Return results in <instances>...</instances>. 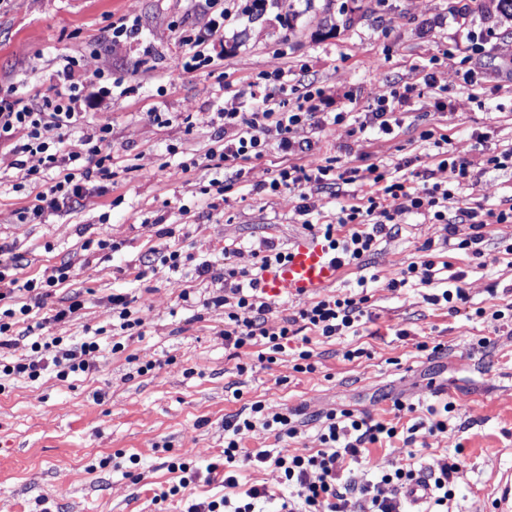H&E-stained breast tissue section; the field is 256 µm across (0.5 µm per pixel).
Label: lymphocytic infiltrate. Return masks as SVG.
Segmentation results:
<instances>
[{"instance_id": "obj_1", "label": "lymphocytic infiltrate", "mask_w": 512, "mask_h": 512, "mask_svg": "<svg viewBox=\"0 0 512 512\" xmlns=\"http://www.w3.org/2000/svg\"><path fill=\"white\" fill-rule=\"evenodd\" d=\"M80 64L77 57L62 56L55 84L37 103L18 96L14 86L0 88V152L16 158V167L25 182L39 184L49 171L56 175L55 182L38 192L24 208L22 223L42 219L61 203L82 197L84 184L92 174L109 173L112 155L104 146L112 130L107 125L92 124L90 114L111 96L112 79L96 70L84 80H77L75 69ZM216 117L231 131L219 153L220 160L233 165L262 158L272 150L281 154L283 163L275 175L257 182L255 188L272 193L283 188L296 192L302 214L313 211V190L345 183L344 173L337 171L332 161L302 164L297 160L298 155L312 148L307 136L309 127L338 125L348 118L344 112L319 114L312 95L282 99L267 92L262 97L261 109L249 114L239 111L236 97L231 96L225 98ZM437 170L441 179L418 187L407 178L387 175L380 165H372L369 172L375 192L365 202L342 205L334 223L315 224L311 230L323 237L340 265L363 267L379 239L396 228L395 216L385 204L391 197L399 200L401 211L422 215L432 224L447 225L449 236L456 239V249L482 258L485 226L511 224L512 204L487 210L466 206L458 187L470 176L468 162L449 156L439 160ZM461 224L469 226V233L458 235L457 227ZM9 268V263L0 261V302L15 298L21 291L47 298L52 287L70 276L69 267L61 265L41 280L22 282L9 275ZM369 301L364 292L319 296L298 305L272 327L268 324L272 305L252 270L229 267L224 271L223 286L215 289L203 304L223 308L226 346L243 351L258 347L277 353L284 341L301 330H310L326 340L357 330L369 315ZM32 347L61 356L67 360L69 372L77 374L89 371L87 357L97 350L98 344L90 338L66 344L60 337L48 336L34 341ZM393 409L395 419L391 422L375 421L350 409H334L321 415L323 447L304 456L284 449L275 453L241 450L236 439L240 430L260 426L292 438L305 425L297 411L269 415L262 402H253L224 423V485L237 486V469L242 462L270 463L280 470L283 483L291 490L288 501L282 505L283 512H403L401 493L421 475L413 463L400 461L375 481L359 475L355 466L369 456L372 447L397 436H404L406 444L411 445L418 431L429 436L447 432L448 416L454 412L455 404L446 401L428 427L415 423L404 432L397 422L414 413L415 407L397 399Z\"/></svg>"}]
</instances>
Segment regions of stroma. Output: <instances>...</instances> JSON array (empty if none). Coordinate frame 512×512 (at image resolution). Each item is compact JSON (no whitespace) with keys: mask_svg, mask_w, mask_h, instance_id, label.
Instances as JSON below:
<instances>
[{"mask_svg":"<svg viewBox=\"0 0 512 512\" xmlns=\"http://www.w3.org/2000/svg\"><path fill=\"white\" fill-rule=\"evenodd\" d=\"M224 34L207 50L208 61L182 70L185 48L179 29L201 27V0H0V86H17L38 98L53 82L59 55L85 56L89 68L112 74V101L93 122L112 128L111 174L94 179L85 197L22 224L20 211L37 193L18 170L0 169V245L18 260L19 279L41 277L62 264L69 279L50 297L19 294L30 313L16 325V345L0 360L38 363L32 341L60 336L97 337L88 373L60 379L49 369L35 381L0 379V512H186L194 501L243 498L254 485L275 498L262 512H277L287 497L279 469L243 464L238 485L225 488L208 466L224 456V422L246 404L267 413L299 410L307 425L294 438L255 427L236 436L246 452L285 448L307 455L321 448L316 421L332 409H353L393 419L395 399L417 406L418 420L446 399L457 404L444 434L427 437L413 458L418 469L438 472L462 451L466 464L454 476L448 512H496V490L512 476V320L494 317L512 305V223L486 229L484 260L448 245V227L414 213L395 211L397 232L381 238L366 270L344 268L330 287L340 295L367 282L370 317L357 335L312 337L318 359L312 373L293 369L300 337H291L273 361L237 355L224 345V310L203 307L213 278L225 266L258 267L262 242L290 248L307 236L304 220H334L341 200L335 189L314 193L310 218L298 212L295 193L259 192L256 181L277 170L272 152L241 166L216 167L209 150L224 131L214 114L225 93H240L241 109L258 105L276 70L293 73L299 91L323 89V112H367L391 87L408 89L403 126L394 136L374 130L349 134L325 125L310 137L313 153L353 168L348 187L374 192L370 165L400 166L421 183L435 168L433 142L420 133L448 137L454 157L472 177L460 194L468 206L493 208L512 199V167L489 171L488 156L512 148V66L502 57L512 46V19L498 0H222ZM136 20L139 38L110 42L103 29ZM448 74L447 88L426 85L432 69ZM484 142H477L478 134ZM190 163L181 171V163ZM224 182L223 198L209 193L211 179ZM108 248H97L98 239ZM432 243L442 265V285L465 274L466 307L451 312L427 304L422 247ZM177 270L163 266L171 251ZM208 264V275L197 272ZM416 270L403 288L384 280L408 265ZM188 291L189 300L179 297ZM144 306V323L126 333L117 325L112 295ZM80 297L73 317L54 320L55 309ZM484 316H475L476 308ZM491 341L479 348L475 337ZM125 349L116 353L113 341ZM428 350H418V342ZM363 349L349 361L343 354ZM154 368L137 374L139 364ZM191 463L196 483L159 501L176 483L174 459ZM141 480H133V473Z\"/></svg>","mask_w":512,"mask_h":512,"instance_id":"obj_1","label":"stroma"}]
</instances>
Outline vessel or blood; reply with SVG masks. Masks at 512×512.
Wrapping results in <instances>:
<instances>
[{"label": "vessel or blood", "mask_w": 512, "mask_h": 512, "mask_svg": "<svg viewBox=\"0 0 512 512\" xmlns=\"http://www.w3.org/2000/svg\"><path fill=\"white\" fill-rule=\"evenodd\" d=\"M341 268L335 254L321 239L296 241L286 262L266 269L260 286L271 298L311 297L336 284Z\"/></svg>", "instance_id": "vessel-or-blood-1"}]
</instances>
